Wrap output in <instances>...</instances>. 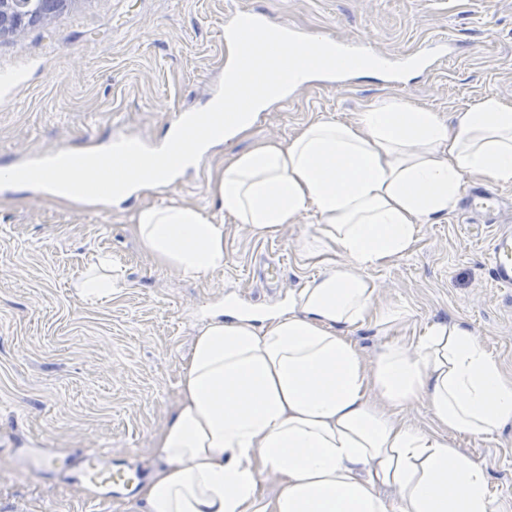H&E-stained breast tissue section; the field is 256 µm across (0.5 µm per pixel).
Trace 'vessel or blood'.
Returning a JSON list of instances; mask_svg holds the SVG:
<instances>
[{
  "instance_id": "b4317fda",
  "label": "vessel or blood",
  "mask_w": 512,
  "mask_h": 512,
  "mask_svg": "<svg viewBox=\"0 0 512 512\" xmlns=\"http://www.w3.org/2000/svg\"><path fill=\"white\" fill-rule=\"evenodd\" d=\"M506 207L504 196L493 189L481 186L472 193L466 209L485 223H494L498 214ZM490 275L496 285L512 288V229H499L490 240ZM69 479L91 486L90 500L100 505L109 503L117 496L130 495L132 488L142 476L140 470L112 461L111 451L98 448H83L74 462L67 468Z\"/></svg>"
}]
</instances>
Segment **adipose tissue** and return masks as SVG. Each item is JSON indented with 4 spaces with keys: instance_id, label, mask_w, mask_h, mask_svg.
Segmentation results:
<instances>
[{
    "instance_id": "1",
    "label": "adipose tissue",
    "mask_w": 512,
    "mask_h": 512,
    "mask_svg": "<svg viewBox=\"0 0 512 512\" xmlns=\"http://www.w3.org/2000/svg\"><path fill=\"white\" fill-rule=\"evenodd\" d=\"M474 177L512 183V106L489 95L444 121L384 99L232 158L211 188L217 216L175 199L135 211L149 256L187 278L223 269L227 217L266 234L312 216L322 230L306 251L346 259L287 312L208 314L157 440L160 464L139 489L148 512H493L485 468L455 437L512 423V378L473 331L437 322L415 354L394 344L372 363L340 334L400 319L374 312L364 269L404 255ZM422 395L442 434L396 419ZM266 473L280 492L264 505Z\"/></svg>"
}]
</instances>
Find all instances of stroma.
Returning a JSON list of instances; mask_svg holds the SVG:
<instances>
[{"label": "stroma", "instance_id": "obj_1", "mask_svg": "<svg viewBox=\"0 0 512 512\" xmlns=\"http://www.w3.org/2000/svg\"><path fill=\"white\" fill-rule=\"evenodd\" d=\"M251 8L379 53L423 52L446 39L455 54L398 89L366 71L343 86L299 85L174 184L109 205L0 188V512L92 508L87 488L40 472L19 448H108L155 470L157 436L174 414L205 312L285 308L344 262L306 253L317 231L307 217L266 235L228 219L223 270L186 279L148 256L132 231L138 208L177 198L215 213L210 185L225 162L288 142L321 116L352 121L378 98L443 118L489 94L512 105V0H76L47 24L0 36V75L9 77L0 84V167L64 146L102 149L119 136L162 144L174 115L204 108L223 76L225 15ZM494 231L455 211L420 225L404 256L365 270L375 308L402 314L384 328L370 319L345 329L366 361L397 342L414 348L432 323L458 321L512 377V291L489 274ZM100 253L111 255L119 286L90 301L76 284ZM457 443L485 467L495 512H512V423Z\"/></svg>", "mask_w": 512, "mask_h": 512}]
</instances>
